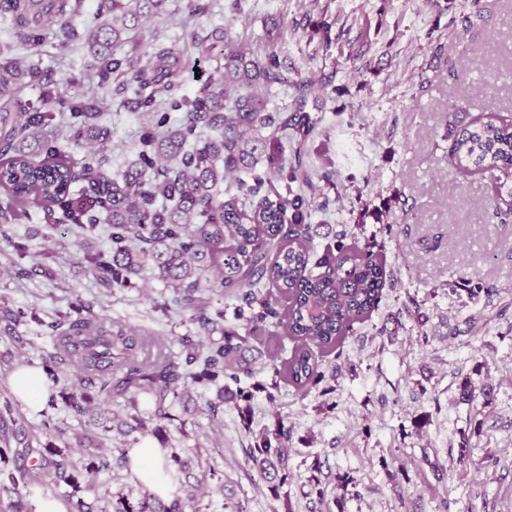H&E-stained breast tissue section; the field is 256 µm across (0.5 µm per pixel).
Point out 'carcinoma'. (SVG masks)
Wrapping results in <instances>:
<instances>
[{"label": "carcinoma", "mask_w": 512, "mask_h": 512, "mask_svg": "<svg viewBox=\"0 0 512 512\" xmlns=\"http://www.w3.org/2000/svg\"><path fill=\"white\" fill-rule=\"evenodd\" d=\"M170 0H97L96 22L78 29L72 19L82 13L83 0H0V14L9 19L11 41L0 47V240L11 248L14 263L29 256L28 244L14 236L13 225L34 214L45 224H67L85 236L78 243L81 261L93 281L105 290L135 285L143 264L152 262L156 277L172 288L161 310L173 312L204 330L218 329L221 339L205 347L179 338L180 351L153 332L133 333L120 321H107L86 310L80 298L54 325L52 348L40 355L46 379L59 384L65 368L77 367L78 384L51 394L41 411L39 430L62 445L47 444L51 455L70 448L65 429L53 414L56 397L78 416L95 408L99 415L124 416L123 433H142L154 425L176 420L174 407L187 388L213 386L216 398L208 403L213 418L224 411L227 399L245 397L229 384L253 375L246 352L249 337L283 327L296 342L291 356L273 365L277 381L307 390L324 380L318 355L327 356L344 343L353 324L378 308L385 279L386 258L346 234L319 250L307 223L304 184L308 174L302 147L316 125L299 110L288 122L275 126L256 95L257 82L277 80V57L248 63L227 30L194 32L189 48L198 58L215 62L200 94L179 93L182 76L178 50L162 42L145 51L140 34L144 24L166 13ZM56 22L58 54L73 43L85 44L83 69L100 89L112 96L72 97L45 90L38 101L25 90L41 88L46 79L42 62H15L17 48L34 46L46 38ZM121 96L149 117L141 127L136 159L114 172L97 154L77 160L59 145V137L78 147L84 142L105 146L112 128L100 121ZM272 127L270 137L255 136ZM218 132L211 138L205 130ZM292 133L298 147L294 163L286 166L278 133ZM265 156L267 169L255 170ZM448 163L463 177L499 171L512 177V117L481 115L454 125ZM250 181V204L224 182L241 172ZM100 224L109 225L106 249L92 245L88 235ZM274 288L278 297L261 295ZM228 295L248 309L245 335L224 327V311L215 306ZM38 321L34 309L14 307L0 298V332L15 336L17 328ZM15 408L9 399L0 405V460L19 456L10 447ZM105 434H84L77 447L88 457L85 470L110 468V426ZM287 434L281 427L266 432L252 448L253 461L265 471L287 467ZM39 466L51 468L58 481L77 491V466L41 457ZM0 493L11 497L10 512H26L24 504L36 495L27 471L0 468ZM175 499L159 508L146 492L137 506L124 512H182Z\"/></svg>", "instance_id": "cac0c4a2"}]
</instances>
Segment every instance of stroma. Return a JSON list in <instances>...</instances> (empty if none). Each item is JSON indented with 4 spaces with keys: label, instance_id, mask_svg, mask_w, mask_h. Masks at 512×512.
<instances>
[{
    "label": "stroma",
    "instance_id": "stroma-1",
    "mask_svg": "<svg viewBox=\"0 0 512 512\" xmlns=\"http://www.w3.org/2000/svg\"><path fill=\"white\" fill-rule=\"evenodd\" d=\"M224 3L190 20L172 0L143 37L181 48L191 31L226 28L248 59L276 53L280 81L258 88L267 111L300 107L316 123L306 147L314 245L352 234L381 247L387 265L378 310L355 324L340 356L323 357L326 377L307 392L271 386L272 361L293 349L282 335L255 340L260 372L242 380L251 398L225 403L221 421L207 412L214 389L190 387L186 430L166 426L163 442L188 461L171 483L183 512H512V223L484 221L494 176L466 179L448 165L452 120L512 115V0L477 10L471 0ZM40 51L59 90L96 92L81 71L85 48ZM101 121L113 137L99 154L116 172L133 159L144 116L117 100ZM13 230L34 257L17 267L0 250V298L39 319L18 338L0 335V396L11 395L19 359L40 365L52 322L77 296L132 329L209 342L160 311L171 291L152 266L134 287L106 291L67 226L32 219ZM480 282L492 293L471 295ZM467 382L489 388L490 400L464 401ZM278 424L288 469L264 474L250 448ZM142 440L113 436L111 469L81 477L80 498L114 494L111 512L137 505L144 487L122 455Z\"/></svg>",
    "mask_w": 512,
    "mask_h": 512
}]
</instances>
